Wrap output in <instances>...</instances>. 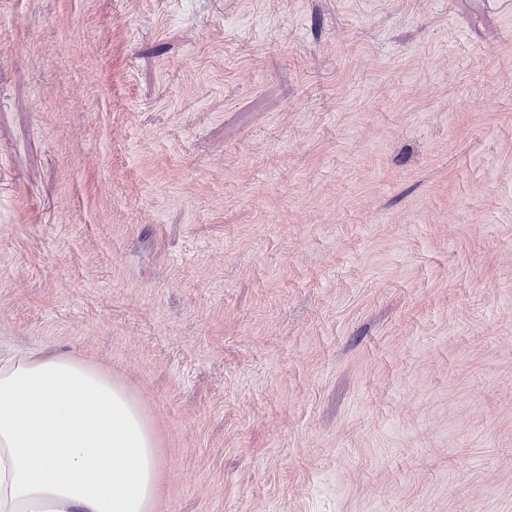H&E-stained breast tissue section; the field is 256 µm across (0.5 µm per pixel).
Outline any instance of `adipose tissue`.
Listing matches in <instances>:
<instances>
[{"label":"adipose tissue","instance_id":"adipose-tissue-1","mask_svg":"<svg viewBox=\"0 0 512 512\" xmlns=\"http://www.w3.org/2000/svg\"><path fill=\"white\" fill-rule=\"evenodd\" d=\"M161 465L111 376L73 356L0 363V512H151Z\"/></svg>","mask_w":512,"mask_h":512}]
</instances>
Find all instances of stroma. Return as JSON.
<instances>
[{"mask_svg": "<svg viewBox=\"0 0 512 512\" xmlns=\"http://www.w3.org/2000/svg\"><path fill=\"white\" fill-rule=\"evenodd\" d=\"M19 352L153 512H512V0H0Z\"/></svg>", "mask_w": 512, "mask_h": 512, "instance_id": "35a3bbf8", "label": "stroma"}]
</instances>
